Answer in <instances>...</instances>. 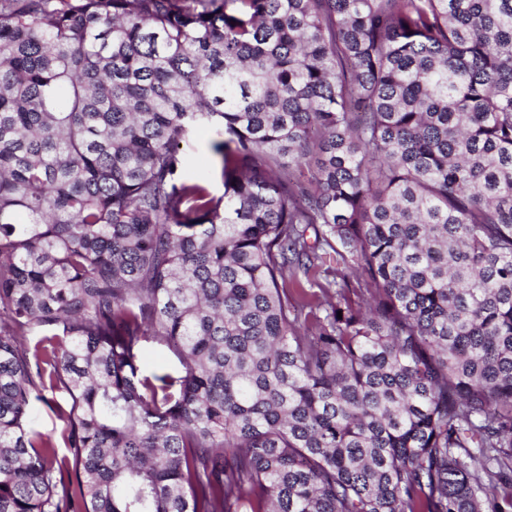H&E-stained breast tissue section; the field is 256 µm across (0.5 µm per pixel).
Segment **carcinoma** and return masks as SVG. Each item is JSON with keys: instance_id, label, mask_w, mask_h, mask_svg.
<instances>
[{"instance_id": "1", "label": "carcinoma", "mask_w": 512, "mask_h": 512, "mask_svg": "<svg viewBox=\"0 0 512 512\" xmlns=\"http://www.w3.org/2000/svg\"><path fill=\"white\" fill-rule=\"evenodd\" d=\"M0 512H512V0H0ZM220 130V127L214 125L198 126L180 145L188 160L190 173L209 180L211 190L217 194L223 192V186L220 180L210 173L208 145L219 138ZM177 358L167 349L155 343L146 344L141 354V367L146 374L171 373L175 375ZM33 425L38 431L52 437L57 443V450L60 456L65 454L69 455V450L65 448L61 438L62 422L59 421L46 404L41 401H34Z\"/></svg>"}]
</instances>
